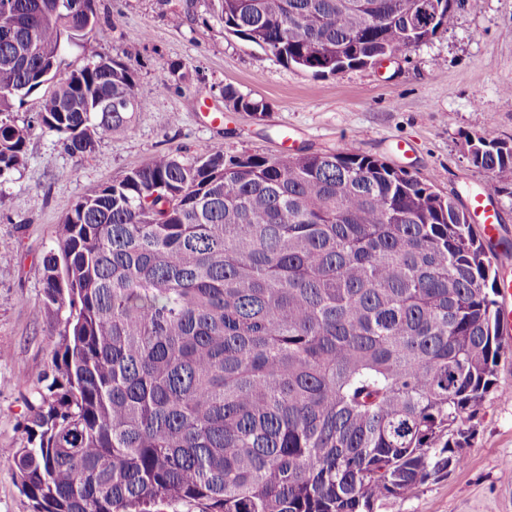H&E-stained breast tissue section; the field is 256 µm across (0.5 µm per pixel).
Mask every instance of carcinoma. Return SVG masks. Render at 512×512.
<instances>
[{"label":"carcinoma","instance_id":"carcinoma-1","mask_svg":"<svg viewBox=\"0 0 512 512\" xmlns=\"http://www.w3.org/2000/svg\"><path fill=\"white\" fill-rule=\"evenodd\" d=\"M98 0H0V182L34 127L71 155L128 128L136 73L65 71ZM228 33L316 75L429 41L414 0H217ZM36 125L14 109L45 84ZM236 112L261 102L224 87ZM495 184L512 145L468 141ZM457 199L354 152L154 154L83 196L43 258L71 334L27 402L32 512H375L460 466L496 385L497 274Z\"/></svg>","mask_w":512,"mask_h":512}]
</instances>
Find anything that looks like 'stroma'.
<instances>
[{
  "label": "stroma",
  "mask_w": 512,
  "mask_h": 512,
  "mask_svg": "<svg viewBox=\"0 0 512 512\" xmlns=\"http://www.w3.org/2000/svg\"><path fill=\"white\" fill-rule=\"evenodd\" d=\"M455 13L453 26L396 62L322 77L227 34L210 0H99L97 27L67 62L77 69L117 56L134 68L140 105L130 127L78 157L34 128L36 97L13 114L33 131L25 164L0 185V512H31L13 457L25 442V401L65 333L63 318L41 304L42 259L75 203L156 153L220 145L228 155H369L468 205L489 176L467 159V139L490 128L512 144V0H458ZM173 61L186 78L159 92ZM227 85L263 102L264 114L227 109ZM495 203L501 224L490 257L500 273L512 267V192L496 193ZM496 380L463 464L377 512H512V399L503 396L512 390V345Z\"/></svg>",
  "instance_id": "1"
}]
</instances>
